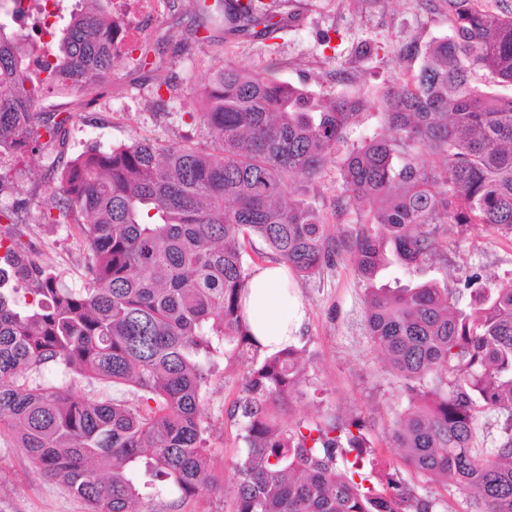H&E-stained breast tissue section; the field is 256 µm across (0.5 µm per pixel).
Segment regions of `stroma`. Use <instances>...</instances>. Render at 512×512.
Returning a JSON list of instances; mask_svg holds the SVG:
<instances>
[{
	"mask_svg": "<svg viewBox=\"0 0 512 512\" xmlns=\"http://www.w3.org/2000/svg\"><path fill=\"white\" fill-rule=\"evenodd\" d=\"M273 12L290 23L277 38H243L213 25L190 0H168L143 38L148 55L133 51L122 60L112 78L93 94L80 98L54 95L44 103L49 112H75L68 150L82 151L94 144L109 149L134 140L163 142L199 140L188 117L198 109L186 98L176 107L162 105L156 95L160 82L184 89L207 83L208 60L229 63L245 71L273 68L278 79L307 84L316 92L368 99L351 128L352 138L383 129L374 103L385 87L417 73L421 54L432 41L448 36V10L443 0H267ZM47 183L22 174L0 186V206H17L13 222L0 228L23 229V242L32 244L41 258L54 265L64 283L83 282V245L77 230L45 224L33 197L47 196ZM342 187L335 165H327L306 199L318 210L329 231L353 224V211L340 210ZM445 260L409 271L391 267L385 281H434L462 295L460 272L479 273L491 283L512 281V243L478 226L449 234ZM294 288L307 310L296 345L308 358L309 383L303 395L275 407L280 423L311 426L349 425L357 420L368 445L387 466L418 494L446 498L445 488L426 481L408 468L392 446L390 431L408 405L402 382L388 369L371 342L366 327L364 287L348 261L325 269L310 280L295 279ZM265 357L245 347L236 359L221 361L206 390L205 436L212 450L216 482L180 506L169 500L152 502L150 512H232L233 483L227 469L244 443L233 411L244 378ZM0 512H88L87 505L65 487L47 479L35 463L17 448L9 435L0 436Z\"/></svg>",
	"mask_w": 512,
	"mask_h": 512,
	"instance_id": "obj_1",
	"label": "stroma"
}]
</instances>
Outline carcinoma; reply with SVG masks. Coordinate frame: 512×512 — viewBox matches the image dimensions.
Wrapping results in <instances>:
<instances>
[{"label": "carcinoma", "mask_w": 512, "mask_h": 512, "mask_svg": "<svg viewBox=\"0 0 512 512\" xmlns=\"http://www.w3.org/2000/svg\"><path fill=\"white\" fill-rule=\"evenodd\" d=\"M54 33L52 59L0 25V184L5 160L45 161L56 182L41 219L74 224L85 243L84 282L65 285L20 240L0 236V434L89 512L178 504L214 478L204 437V390L216 359L255 345L242 299L253 237L302 279L347 258L365 286L368 335L404 383L409 404L390 437L417 474L464 496L463 512H512V282L464 277L466 308L426 281L377 283L394 264L443 255L453 227L478 224L512 240V16L482 0H444L451 34L425 51L418 73L380 99L386 133L348 143L363 103L323 98L267 69L212 67L187 95L213 151L142 139L66 158L68 115L41 111L64 90L82 97L110 78L112 15L105 0ZM224 29L273 39L284 25L262 0L241 14L196 0ZM336 164L339 207L361 217L334 236L302 199L288 197ZM31 297L25 306L16 296ZM60 370L44 379L49 366ZM304 350L290 345L248 373L235 412L244 448L231 463L232 512H458L381 474L363 436L331 425H280L276 404L301 394ZM130 386L137 401L76 397L73 385ZM497 413L493 445L479 413ZM356 451L340 467L343 444Z\"/></svg>", "instance_id": "obj_1"}]
</instances>
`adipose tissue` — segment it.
Masks as SVG:
<instances>
[{
    "instance_id": "ef3b65f1",
    "label": "adipose tissue",
    "mask_w": 512,
    "mask_h": 512,
    "mask_svg": "<svg viewBox=\"0 0 512 512\" xmlns=\"http://www.w3.org/2000/svg\"><path fill=\"white\" fill-rule=\"evenodd\" d=\"M243 304L252 333L266 354L294 343L306 311L290 289L289 269L284 263L271 262L255 269Z\"/></svg>"
}]
</instances>
